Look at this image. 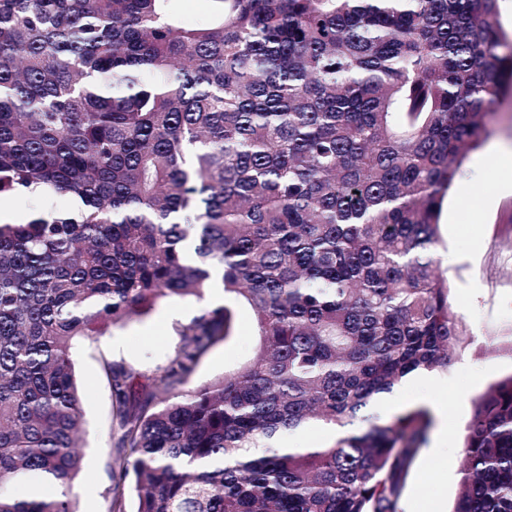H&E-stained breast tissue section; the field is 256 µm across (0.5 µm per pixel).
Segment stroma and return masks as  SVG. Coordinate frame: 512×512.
<instances>
[{"label": "stroma", "instance_id": "1", "mask_svg": "<svg viewBox=\"0 0 512 512\" xmlns=\"http://www.w3.org/2000/svg\"><path fill=\"white\" fill-rule=\"evenodd\" d=\"M497 148H512V100L499 106L488 142L466 159L471 177L458 182L443 203L438 271L448 279L450 301L467 334L447 372L430 375L425 391L400 389L407 400L439 396L448 410V443L441 448L428 440L414 457L400 512H450L463 478L460 447L472 400L488 384L512 372V354L506 350L512 341V196L500 195L499 173L488 161ZM211 304L208 298L161 300L146 315L75 343L73 361L83 414L82 462L76 482L90 488L89 493H76L78 512H107L109 505L113 398L105 362L121 361L142 376L151 375L174 351L176 323L188 322ZM235 311V338L216 344L201 359L193 384L221 377L229 366L253 358V312L241 301ZM490 339L495 349H488Z\"/></svg>", "mask_w": 512, "mask_h": 512}]
</instances>
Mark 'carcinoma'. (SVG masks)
Returning a JSON list of instances; mask_svg holds the SVG:
<instances>
[{"label":"carcinoma","mask_w":512,"mask_h":512,"mask_svg":"<svg viewBox=\"0 0 512 512\" xmlns=\"http://www.w3.org/2000/svg\"><path fill=\"white\" fill-rule=\"evenodd\" d=\"M0 0V512H76L71 350L168 297L244 301L252 360L191 386L235 310L175 327L151 383L108 361V512H399L433 424L375 412L465 327L438 218L512 96L498 0ZM329 441L285 448L300 430ZM451 512H512V373L472 401ZM171 10L188 23H206L210 13L209 0H173ZM15 211L18 213L13 222L24 223L35 211H48L51 209H65L70 206L71 201L67 196H37V197H15L13 198Z\"/></svg>","instance_id":"1"}]
</instances>
